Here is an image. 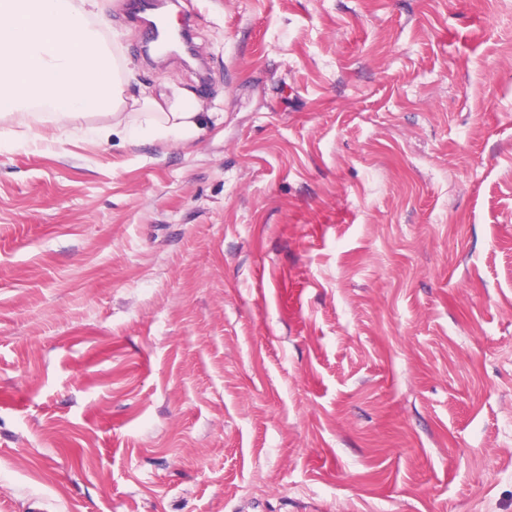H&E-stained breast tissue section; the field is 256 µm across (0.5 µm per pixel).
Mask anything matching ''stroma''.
<instances>
[{"mask_svg":"<svg viewBox=\"0 0 512 512\" xmlns=\"http://www.w3.org/2000/svg\"><path fill=\"white\" fill-rule=\"evenodd\" d=\"M191 9L204 140L0 121V512H512V0Z\"/></svg>","mask_w":512,"mask_h":512,"instance_id":"35a3bbf8","label":"stroma"}]
</instances>
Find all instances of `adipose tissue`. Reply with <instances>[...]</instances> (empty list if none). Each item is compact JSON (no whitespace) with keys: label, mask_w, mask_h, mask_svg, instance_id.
<instances>
[{"label":"adipose tissue","mask_w":512,"mask_h":512,"mask_svg":"<svg viewBox=\"0 0 512 512\" xmlns=\"http://www.w3.org/2000/svg\"><path fill=\"white\" fill-rule=\"evenodd\" d=\"M98 0H0V112L32 144L70 134L94 143H190L210 113L178 89L127 93L96 25Z\"/></svg>","instance_id":"adipose-tissue-1"}]
</instances>
